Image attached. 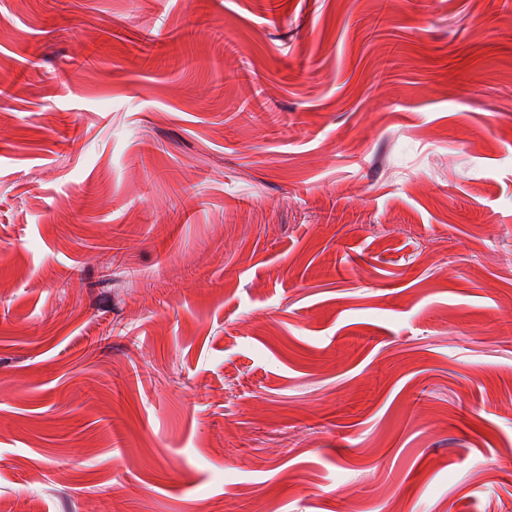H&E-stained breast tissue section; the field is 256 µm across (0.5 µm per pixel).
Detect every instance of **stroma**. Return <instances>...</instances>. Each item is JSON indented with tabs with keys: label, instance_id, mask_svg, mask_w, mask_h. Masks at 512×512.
<instances>
[{
	"label": "stroma",
	"instance_id": "obj_1",
	"mask_svg": "<svg viewBox=\"0 0 512 512\" xmlns=\"http://www.w3.org/2000/svg\"><path fill=\"white\" fill-rule=\"evenodd\" d=\"M0 501L512 512V0H0Z\"/></svg>",
	"mask_w": 512,
	"mask_h": 512
}]
</instances>
